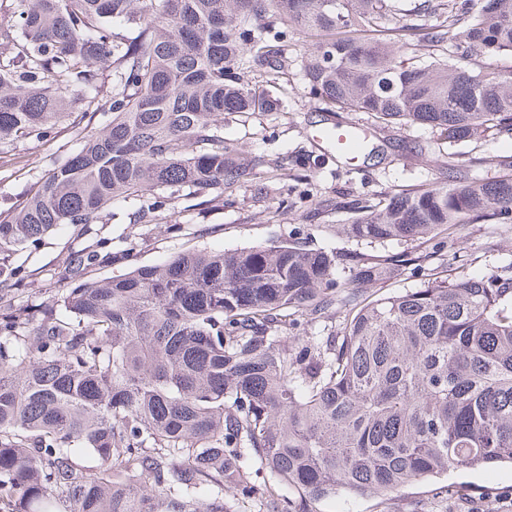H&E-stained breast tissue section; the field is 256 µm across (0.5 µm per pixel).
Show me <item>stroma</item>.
Masks as SVG:
<instances>
[{"instance_id":"35a3bbf8","label":"stroma","mask_w":512,"mask_h":512,"mask_svg":"<svg viewBox=\"0 0 512 512\" xmlns=\"http://www.w3.org/2000/svg\"><path fill=\"white\" fill-rule=\"evenodd\" d=\"M285 90L281 111L265 115L225 113L224 138L245 158L262 157L258 180L233 191L223 206L201 209L188 199L177 203L170 223L133 224V201L113 203L108 224L69 227L46 237L24 259L34 276L20 285L16 304L26 307L34 321L47 314L50 291L60 286L70 256L107 248L112 258L97 267L96 277H119L139 266L169 259L189 250L223 251L293 242L306 249L344 253L354 249L336 232L353 215L348 201L377 204L395 192L429 185L444 177L443 161H452L459 180L491 178V157L512 155V133L491 131L483 140L448 147L424 126L388 127L362 112H325L298 69L281 73ZM343 122L377 130L370 141L376 156L347 165L325 145L314 143L320 129ZM75 143L63 127L47 141L22 140L14 145L6 173L0 174V210L20 203L42 176L41 158H64ZM324 156L325 162L308 176H299L292 159L300 154ZM385 253L417 255L435 252L437 265L455 276L490 274L512 260V220L464 225L456 241L439 236L424 244L392 241ZM425 270L409 264L390 280L361 287L362 296L377 299L427 287ZM448 496L434 495L436 479L416 481L384 497H354L340 492L322 503L321 512H512V467L491 471L452 470Z\"/></svg>"}]
</instances>
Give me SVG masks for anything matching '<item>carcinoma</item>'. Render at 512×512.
Listing matches in <instances>:
<instances>
[{"mask_svg":"<svg viewBox=\"0 0 512 512\" xmlns=\"http://www.w3.org/2000/svg\"><path fill=\"white\" fill-rule=\"evenodd\" d=\"M0 26V148L82 132L0 212V512H317L451 469L512 464V262L364 302L403 254L289 243L199 250L122 278L74 254V286L33 323L13 304L19 256L135 199L152 224L186 189L203 203L257 179L226 112H279L271 76L299 66L328 112L426 126L452 147L512 131V0H413L427 28L385 24L395 0H11ZM387 28V37L379 36ZM304 40L290 50L288 33ZM414 45L420 59L404 50ZM491 179L353 204L356 243L453 239L512 218V156ZM344 268L350 277H337ZM327 334L302 336L298 328ZM260 461L254 469L247 457ZM265 471L271 481L258 483Z\"/></svg>","mask_w":512,"mask_h":512,"instance_id":"obj_1","label":"carcinoma"}]
</instances>
